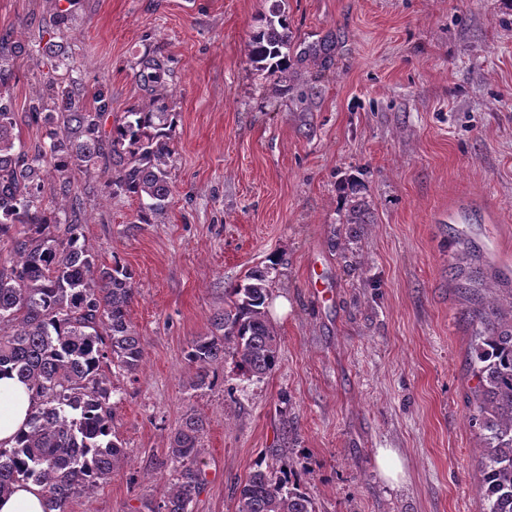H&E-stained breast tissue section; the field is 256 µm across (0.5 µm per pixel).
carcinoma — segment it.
<instances>
[{
  "label": "carcinoma",
  "instance_id": "obj_1",
  "mask_svg": "<svg viewBox=\"0 0 512 512\" xmlns=\"http://www.w3.org/2000/svg\"><path fill=\"white\" fill-rule=\"evenodd\" d=\"M271 13L266 28L250 41L249 59L273 75L288 68L291 41L280 4H273ZM165 73L157 60L143 66L151 88L164 83ZM9 80L0 67V241H10L14 252L11 268L0 269V373H16L35 391L39 405L13 447H0V496L31 481L44 493L46 512H68L74 497L99 488L125 457L112 432L109 374L113 366L136 374L144 340L128 320L136 294L131 270L117 260L98 262L80 242V225L57 222L44 203V176L55 174L53 195H66L72 168L103 157L111 165L107 187L137 198L139 219L149 224L164 213L172 195L174 122L162 105L131 111L112 128L104 148L99 135L100 118L109 108L104 92L88 106L52 80L45 97L29 103L31 115L43 118L48 142L32 155L17 152ZM46 98L54 111L44 114ZM458 276L459 288L472 297L489 282L508 292L506 303L471 312L478 385L470 423L480 432L479 491L486 512H512V281L495 273L478 287L464 273ZM245 280L230 289L228 308L214 319L216 333L190 344L187 359L195 367L196 386L228 360L258 378L279 364L280 339L265 311L267 275L254 270ZM203 433V419L185 413L168 450L176 477L150 512H189L203 484L198 467ZM235 512L316 510L297 476L259 465L238 486Z\"/></svg>",
  "mask_w": 512,
  "mask_h": 512
}]
</instances>
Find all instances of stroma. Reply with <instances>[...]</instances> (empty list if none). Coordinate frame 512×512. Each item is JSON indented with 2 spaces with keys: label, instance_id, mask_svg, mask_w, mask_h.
Masks as SVG:
<instances>
[{
  "label": "stroma",
  "instance_id": "35a3bbf8",
  "mask_svg": "<svg viewBox=\"0 0 512 512\" xmlns=\"http://www.w3.org/2000/svg\"><path fill=\"white\" fill-rule=\"evenodd\" d=\"M276 1L292 40L279 78L248 57ZM50 40L76 96L105 90L103 136L151 107L148 57L165 65L175 122L172 196L154 223L108 192L101 161L73 168L56 199L100 262L132 270L128 317L145 341L140 371L112 376L125 460L70 512H148L191 409L205 427L191 512H234L259 463L305 473L316 512H483L473 302L453 266L471 243L512 276V0H0V66L28 153L45 140L28 106L56 73L39 51ZM359 202L367 223H346ZM254 270L277 369L226 362L193 387L191 342ZM387 448L395 481L378 467Z\"/></svg>",
  "mask_w": 512,
  "mask_h": 512
}]
</instances>
